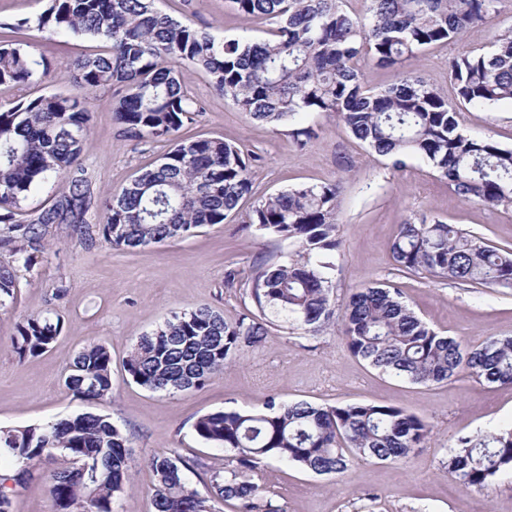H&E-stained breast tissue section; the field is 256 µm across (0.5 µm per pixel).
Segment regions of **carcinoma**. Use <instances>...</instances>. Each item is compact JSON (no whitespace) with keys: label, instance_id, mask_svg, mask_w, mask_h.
I'll return each mask as SVG.
<instances>
[{"label":"carcinoma","instance_id":"carcinoma-1","mask_svg":"<svg viewBox=\"0 0 512 512\" xmlns=\"http://www.w3.org/2000/svg\"><path fill=\"white\" fill-rule=\"evenodd\" d=\"M157 0H46L37 30L50 36L102 39L103 53L73 63L75 92L43 93L0 104V248L32 264L27 249L41 246L50 224H78L86 240L100 232L127 250L176 241L194 229L222 224L251 194L250 158L219 138L183 139L203 105L188 93L184 71L207 74L212 86L252 119L273 128L299 114L334 112L351 134L400 169L420 158L454 191L488 207L512 206V149L493 137L460 130V105L512 101V33H497L489 49L453 60L450 81L458 101L405 69L426 48L450 43L467 28L488 23L506 0H365L363 13L346 0H231L238 14L266 26L252 42L218 40L162 12ZM397 71L382 89L363 86L362 66ZM52 64L21 40L0 44V85L41 84ZM112 90L113 112L125 133L174 142L160 162L117 194L97 199L102 222L85 219L91 195L77 167L88 133L89 94ZM52 173L68 174L67 190L47 209L20 218V202ZM337 183L298 186L253 204L244 223L291 239L297 258L259 265L250 297L259 314L234 320L207 306L174 314L132 345L123 368L152 392L198 390L245 347L269 336L271 312L315 332L343 322L349 352L379 372L412 384L448 381L461 372L489 385L512 384V336H491L476 348L431 329L384 283L364 285L343 308L330 294L323 261L336 251ZM401 270L464 285L512 288V248H497L451 224L399 227L391 245ZM19 281L0 264V306ZM61 321L31 315L17 325L11 347L19 359L48 351ZM65 386L84 402L112 394V356L103 344L77 353ZM205 443L234 453L237 468L214 471L208 495L183 477L176 454L149 459L156 483L153 512H275L253 474L259 464L284 461L315 475H343L358 459L397 461L424 446L429 424L392 404L315 406L268 399L260 411L207 412L193 425ZM13 474L0 478V512L55 465L48 492L56 512H115L131 482L129 438L108 417L89 412L44 424L0 428V458ZM444 469L466 490H482L512 471V427L457 438Z\"/></svg>","mask_w":512,"mask_h":512}]
</instances>
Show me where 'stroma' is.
<instances>
[{
	"label": "stroma",
	"mask_w": 512,
	"mask_h": 512,
	"mask_svg": "<svg viewBox=\"0 0 512 512\" xmlns=\"http://www.w3.org/2000/svg\"><path fill=\"white\" fill-rule=\"evenodd\" d=\"M173 17L220 39L253 41L263 27L244 20L229 0H159ZM45 0H0V40L20 38L53 68L45 85L29 89L0 85V102L21 92L70 93V64L106 50L100 39L50 37L27 28L9 29L19 19L35 20ZM512 30V4L492 22L466 30L454 42L436 44L412 60L411 68L455 97L450 62L488 49L494 32ZM191 94L205 107L181 137L221 138L254 151L251 168L255 198L299 185L336 183L338 249L327 272L337 302L355 288L391 282L403 300L436 332L476 346L490 336H512V288L461 286L399 270L390 253L400 224L442 221L477 234L496 247H512V206L489 208L459 197L445 179L421 159L392 168L387 158L369 153L333 113L302 115L316 138L298 148L287 128L251 120L212 87L192 74ZM91 121L80 163L93 194L118 192L139 171L156 165L168 142L125 134L113 114L110 90L90 98ZM469 136L490 135L512 148V101L460 114ZM292 241L263 235L229 219L196 229L183 239L128 252L102 236L85 240L71 224H52L32 267H18L19 289L0 307V427L41 424L78 412L108 416L130 437L136 467L131 484L117 499V512H152L154 476L150 457L177 452L191 462L185 481L204 490L212 471H229L230 453L200 440L196 418L224 408L262 409L268 398L304 400L315 405L358 401L393 404L418 415L432 429L430 441L395 462L358 460L342 478L318 476L271 461L258 470L262 496L279 512H512V472L485 490H466L442 466L457 437L512 425V386L487 385L460 374L429 386L408 384L370 367L344 346L339 325L313 333L292 321L277 320L266 341L244 348L237 359L204 388L166 394L134 383L123 368L132 344L163 325L174 313L207 305L233 320L254 311L243 286L254 266L281 263L293 255ZM61 317L63 329L49 351L18 358L11 338L30 315ZM112 353V396L83 403L64 384L74 355L91 344Z\"/></svg>",
	"instance_id": "obj_1"
}]
</instances>
